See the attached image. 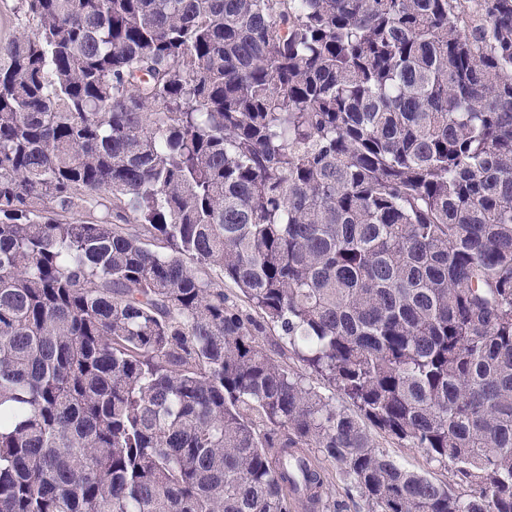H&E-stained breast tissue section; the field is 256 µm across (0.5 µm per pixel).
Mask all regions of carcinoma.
<instances>
[{
    "label": "carcinoma",
    "mask_w": 512,
    "mask_h": 512,
    "mask_svg": "<svg viewBox=\"0 0 512 512\" xmlns=\"http://www.w3.org/2000/svg\"><path fill=\"white\" fill-rule=\"evenodd\" d=\"M22 6L0 512H512V0ZM369 432L375 447L389 455L404 468L431 476L455 489L461 490L456 484V477L450 467L430 461L421 449L412 448L411 445L398 442L373 427H369ZM323 466L328 474L331 509L327 512H369L365 499L354 489L335 463L325 461Z\"/></svg>",
    "instance_id": "1"
}]
</instances>
